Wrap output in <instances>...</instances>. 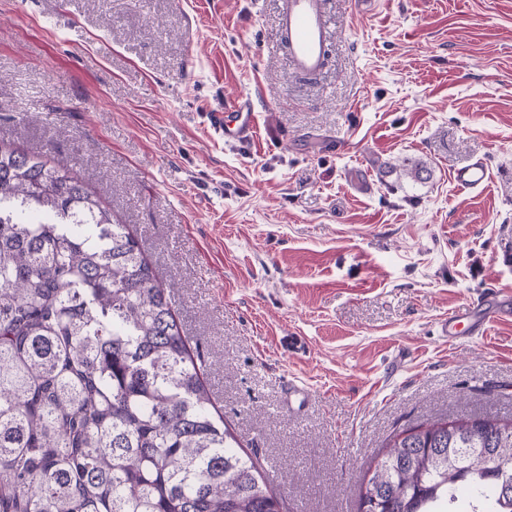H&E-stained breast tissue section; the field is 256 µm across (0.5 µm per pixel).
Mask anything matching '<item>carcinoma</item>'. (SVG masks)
Masks as SVG:
<instances>
[{"label": "carcinoma", "instance_id": "obj_1", "mask_svg": "<svg viewBox=\"0 0 512 512\" xmlns=\"http://www.w3.org/2000/svg\"><path fill=\"white\" fill-rule=\"evenodd\" d=\"M76 164L0 145V512H284L127 224ZM416 182L420 160L389 165ZM512 512V421L390 440L373 512Z\"/></svg>", "mask_w": 512, "mask_h": 512}]
</instances>
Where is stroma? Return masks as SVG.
<instances>
[{
    "label": "stroma",
    "instance_id": "35a3bbf8",
    "mask_svg": "<svg viewBox=\"0 0 512 512\" xmlns=\"http://www.w3.org/2000/svg\"><path fill=\"white\" fill-rule=\"evenodd\" d=\"M324 2L303 78L283 0H0V143L93 156L242 449L291 465L286 512H358L403 427L512 418V321L440 332L512 292V0ZM243 96L256 135L229 143L212 115ZM405 157L432 179L382 172ZM477 160L486 188H457ZM332 38L323 0L284 2L277 46L286 50L297 74L313 77L322 71ZM510 317L509 299L497 291L489 293L482 303L461 308L442 323L441 333L448 341L464 336H482L487 326Z\"/></svg>",
    "mask_w": 512,
    "mask_h": 512
}]
</instances>
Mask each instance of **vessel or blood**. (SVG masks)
Instances as JSON below:
<instances>
[{
  "instance_id": "obj_1",
  "label": "vessel or blood",
  "mask_w": 512,
  "mask_h": 512,
  "mask_svg": "<svg viewBox=\"0 0 512 512\" xmlns=\"http://www.w3.org/2000/svg\"><path fill=\"white\" fill-rule=\"evenodd\" d=\"M333 38L324 7V0H285L279 19L278 40L293 65L304 77L319 74L325 64L326 52ZM215 125L225 141L242 142L255 135V115L249 101H238L230 112L216 113ZM452 178L463 189L479 190L490 179L487 166L480 161L454 170ZM512 316V301L499 292L489 293L482 303L461 308L450 315L441 327L450 341L464 336H480L495 321Z\"/></svg>"
}]
</instances>
